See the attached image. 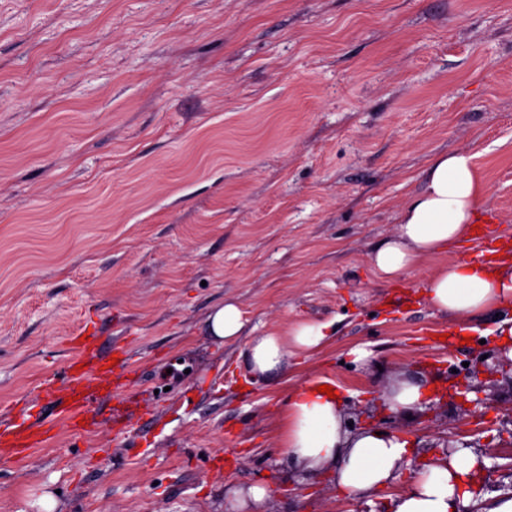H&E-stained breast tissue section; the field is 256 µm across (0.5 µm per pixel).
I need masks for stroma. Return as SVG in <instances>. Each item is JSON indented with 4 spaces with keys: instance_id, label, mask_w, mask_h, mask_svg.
Instances as JSON below:
<instances>
[{
    "instance_id": "obj_1",
    "label": "stroma",
    "mask_w": 512,
    "mask_h": 512,
    "mask_svg": "<svg viewBox=\"0 0 512 512\" xmlns=\"http://www.w3.org/2000/svg\"><path fill=\"white\" fill-rule=\"evenodd\" d=\"M458 150L477 224L512 241V0H0V409L93 333L127 352L132 418L118 438L48 412L53 439L0 460V512L47 490L60 512H227L225 487L253 483L266 512H386L400 485L346 500L285 478L283 408L314 379L354 427L402 433L405 476L467 446L474 489L512 493L495 317L464 334L427 304L439 258L391 284L369 262ZM228 300L246 326L222 344L205 320ZM331 317L279 376L240 368L249 338ZM407 376L435 389L409 420L377 398Z\"/></svg>"
}]
</instances>
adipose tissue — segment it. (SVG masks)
<instances>
[{"label":"adipose tissue","instance_id":"1","mask_svg":"<svg viewBox=\"0 0 512 512\" xmlns=\"http://www.w3.org/2000/svg\"><path fill=\"white\" fill-rule=\"evenodd\" d=\"M483 193L472 154L433 156L421 190L400 207L394 234L371 253L374 271L383 281L395 280L466 239ZM425 288L428 304L454 327L480 314L497 313L500 336L512 340V319L502 314L512 308L511 260H454L432 272ZM206 324L210 336L223 343L237 340L245 327L240 307L231 300L211 310ZM331 327L330 321L310 319L253 337L242 353L243 363L256 378L279 375L290 355L323 347ZM280 446L293 472L330 473L337 495L352 498L402 479L409 451L398 434L373 427L351 429L341 402L319 393L313 383L291 393ZM485 463L475 449H448L390 498L388 512H512V496L470 490L471 473Z\"/></svg>","mask_w":512,"mask_h":512}]
</instances>
